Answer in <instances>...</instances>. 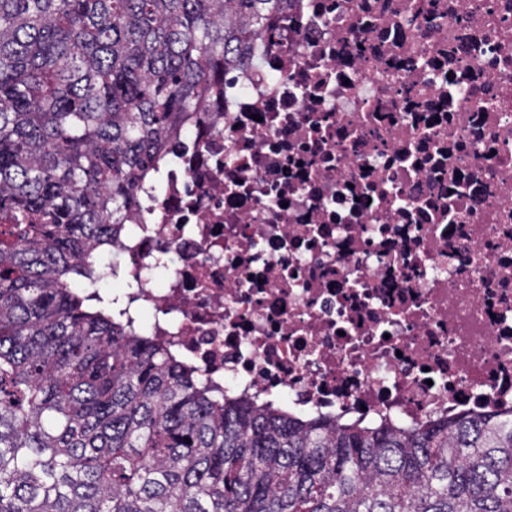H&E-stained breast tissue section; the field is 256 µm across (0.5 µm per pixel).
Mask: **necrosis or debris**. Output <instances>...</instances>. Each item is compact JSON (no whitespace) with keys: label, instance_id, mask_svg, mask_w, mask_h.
<instances>
[{"label":"necrosis or debris","instance_id":"4bbe7bcc","mask_svg":"<svg viewBox=\"0 0 512 512\" xmlns=\"http://www.w3.org/2000/svg\"><path fill=\"white\" fill-rule=\"evenodd\" d=\"M138 193L119 301L217 395L512 408V0H290Z\"/></svg>","mask_w":512,"mask_h":512}]
</instances>
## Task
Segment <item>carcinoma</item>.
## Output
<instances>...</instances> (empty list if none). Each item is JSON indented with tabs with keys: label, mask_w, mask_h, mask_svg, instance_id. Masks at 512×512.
<instances>
[{
	"label": "carcinoma",
	"mask_w": 512,
	"mask_h": 512,
	"mask_svg": "<svg viewBox=\"0 0 512 512\" xmlns=\"http://www.w3.org/2000/svg\"><path fill=\"white\" fill-rule=\"evenodd\" d=\"M287 2L0 0V512H512V414L220 402L97 292L165 137Z\"/></svg>",
	"instance_id": "cac0c4a2"
}]
</instances>
